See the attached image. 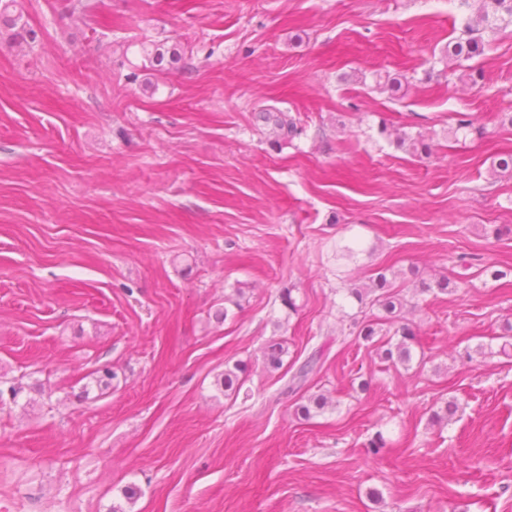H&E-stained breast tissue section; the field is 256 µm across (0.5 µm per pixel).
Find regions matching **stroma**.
I'll return each mask as SVG.
<instances>
[{"label":"stroma","instance_id":"obj_1","mask_svg":"<svg viewBox=\"0 0 512 512\" xmlns=\"http://www.w3.org/2000/svg\"><path fill=\"white\" fill-rule=\"evenodd\" d=\"M90 2L16 0L30 51L0 26V512H512V276L483 271L512 266V23L472 83L475 0ZM381 265L456 283L405 286L407 367L348 332Z\"/></svg>","mask_w":512,"mask_h":512}]
</instances>
